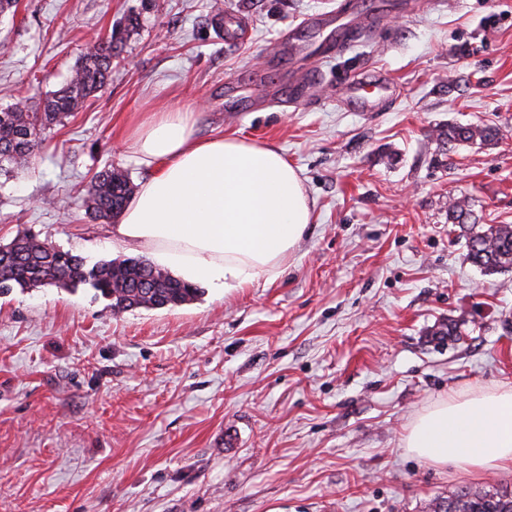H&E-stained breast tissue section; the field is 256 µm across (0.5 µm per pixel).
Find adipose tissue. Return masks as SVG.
Returning a JSON list of instances; mask_svg holds the SVG:
<instances>
[{"mask_svg":"<svg viewBox=\"0 0 512 512\" xmlns=\"http://www.w3.org/2000/svg\"><path fill=\"white\" fill-rule=\"evenodd\" d=\"M194 125L192 110L176 107L135 129V160L152 174L113 227V245L216 292L275 280L312 222L296 169L276 148L199 138ZM404 447L439 468H511L512 385L432 403L409 422Z\"/></svg>","mask_w":512,"mask_h":512,"instance_id":"obj_1","label":"adipose tissue"}]
</instances>
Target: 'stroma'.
<instances>
[{
    "mask_svg": "<svg viewBox=\"0 0 512 512\" xmlns=\"http://www.w3.org/2000/svg\"><path fill=\"white\" fill-rule=\"evenodd\" d=\"M342 0H18L0 13V106L36 109L131 12L108 83L0 176V244L28 230L88 263L128 257L81 192L150 172L130 135L194 111L198 137L275 146L314 221L281 275L115 313L86 286L0 296V512H425L512 469L409 455L430 404L512 383V271L465 261L448 203L512 224V0H358L388 24L315 63ZM295 32V43L285 42ZM317 64L320 78L308 83ZM389 90L355 112L343 92ZM491 124L489 145L436 139Z\"/></svg>",
    "mask_w": 512,
    "mask_h": 512,
    "instance_id": "stroma-1",
    "label": "stroma"
}]
</instances>
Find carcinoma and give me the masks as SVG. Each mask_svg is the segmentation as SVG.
<instances>
[{
    "mask_svg": "<svg viewBox=\"0 0 512 512\" xmlns=\"http://www.w3.org/2000/svg\"><path fill=\"white\" fill-rule=\"evenodd\" d=\"M116 30L98 38L93 49L77 61L69 82L49 94L39 112L16 104L0 109V173L26 166L46 133L83 107L109 80ZM499 129L490 125L450 126L438 134L440 143H491ZM134 192L128 174L107 167L90 180L83 195L86 214L94 220L117 217ZM448 220L458 225L466 239L465 259L486 274L512 269V225L476 223L469 206L452 202ZM87 284L111 302L116 313L133 308H164L193 300L198 288L142 257H127L88 265L70 251L54 247L30 233L18 234L0 253V295L13 288L56 286L76 288ZM429 512H512V491H474L461 487L428 504Z\"/></svg>",
    "mask_w": 512,
    "mask_h": 512,
    "instance_id": "carcinoma-1",
    "label": "carcinoma"
}]
</instances>
